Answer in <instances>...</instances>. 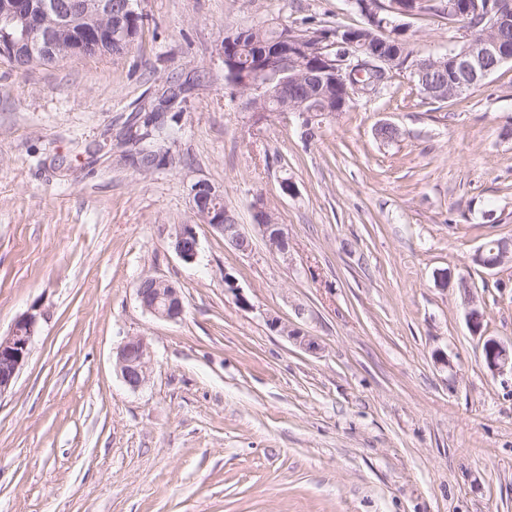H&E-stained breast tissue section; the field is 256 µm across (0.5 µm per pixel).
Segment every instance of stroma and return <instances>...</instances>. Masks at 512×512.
Masks as SVG:
<instances>
[{"label": "stroma", "mask_w": 512, "mask_h": 512, "mask_svg": "<svg viewBox=\"0 0 512 512\" xmlns=\"http://www.w3.org/2000/svg\"><path fill=\"white\" fill-rule=\"evenodd\" d=\"M137 3L123 56L23 75L0 59V335L40 313L0 396V512H512V374L483 363L485 338L512 344V264L471 260L512 238V63L449 102L395 75L308 140L231 99L225 27L357 26L350 0ZM400 23L423 55L462 34ZM174 80L180 121L146 174L116 142ZM199 180L247 228L263 200L290 259L258 236L226 247L192 209ZM180 224L195 262L169 247ZM146 274L180 289L181 321L142 310ZM136 335L154 360L133 391L114 351ZM170 247L182 261L194 262L198 255L199 238L193 225H178L170 236Z\"/></svg>", "instance_id": "35a3bbf8"}]
</instances>
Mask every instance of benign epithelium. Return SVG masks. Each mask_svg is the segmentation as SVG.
<instances>
[{"mask_svg": "<svg viewBox=\"0 0 512 512\" xmlns=\"http://www.w3.org/2000/svg\"><path fill=\"white\" fill-rule=\"evenodd\" d=\"M454 9L459 15L483 12L485 27L478 33L466 32L463 39L448 51V84L430 85L427 91L452 99L465 88L488 77L492 69L512 62V49L498 37L500 29L512 23V0H456ZM112 0H73L63 4L59 0H0V55L7 58L22 56L34 65L66 59L82 58L112 48ZM306 40L294 39L269 51V61L258 63L260 73L277 67L289 71L302 64ZM397 58H388L380 51L363 46L362 53L347 52L334 67H310L307 80L321 91L335 83L343 86L346 96L352 98L359 85L351 83L352 69L359 66L372 70L378 81L395 70ZM192 208L201 221L224 237V243L238 252L252 250V239L242 229L234 211L224 206V196L210 183L199 180L191 184ZM253 223L270 250L288 258L290 242L282 224L274 222L263 201L253 204ZM170 247L184 262L196 260L199 238L193 225L180 224L170 236ZM473 262L495 270L512 262V240L500 243L497 257H488L484 247L472 256ZM141 308L151 316L177 322L185 313L180 292L171 281L147 274L140 278L136 288ZM38 324L33 312L21 314L9 333L0 336V396L10 391L28 360ZM273 328L299 343L310 352L319 349L316 340L300 335L288 324L275 319ZM486 367L495 374L512 371V348L495 338L485 340L483 347ZM153 363V351L144 336H129L115 350V369L123 383L137 391L145 386Z\"/></svg>", "mask_w": 512, "mask_h": 512, "instance_id": "obj_1", "label": "benign epithelium"}]
</instances>
